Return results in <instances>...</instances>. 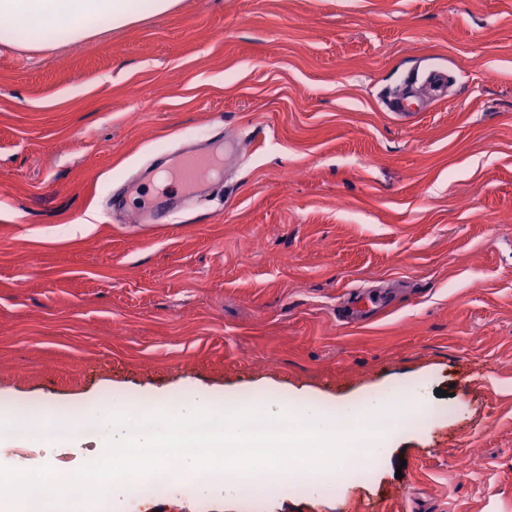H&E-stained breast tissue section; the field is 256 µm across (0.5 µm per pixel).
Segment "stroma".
<instances>
[{"instance_id": "1", "label": "stroma", "mask_w": 512, "mask_h": 512, "mask_svg": "<svg viewBox=\"0 0 512 512\" xmlns=\"http://www.w3.org/2000/svg\"><path fill=\"white\" fill-rule=\"evenodd\" d=\"M434 69L444 97L386 110ZM222 130L244 140L231 203L128 223L112 198L144 165ZM367 288L396 298L337 321ZM195 382L332 402L421 385L427 405L325 497L186 509L163 489L131 512H512V0H180L81 44H0V408ZM450 78L451 76L449 74L447 76V74L442 71H433L418 84L419 79L417 75H408L402 83V88L397 89L388 97L386 103L388 112H396V115L404 118L410 117L411 114L409 111L417 97L418 86L415 88L414 86L417 84L424 85L434 96H440L446 90Z\"/></svg>"}]
</instances>
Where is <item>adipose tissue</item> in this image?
<instances>
[{"mask_svg": "<svg viewBox=\"0 0 512 512\" xmlns=\"http://www.w3.org/2000/svg\"><path fill=\"white\" fill-rule=\"evenodd\" d=\"M179 0H0V43L44 51L175 10Z\"/></svg>", "mask_w": 512, "mask_h": 512, "instance_id": "1", "label": "adipose tissue"}]
</instances>
